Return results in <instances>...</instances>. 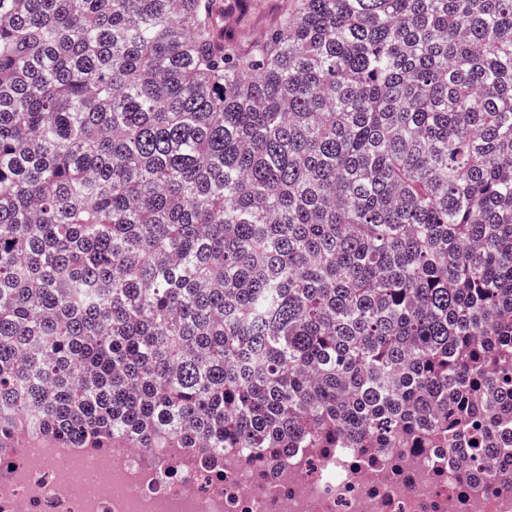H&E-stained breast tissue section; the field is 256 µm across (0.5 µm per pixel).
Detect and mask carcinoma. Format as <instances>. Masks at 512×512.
I'll list each match as a JSON object with an SVG mask.
<instances>
[{
	"label": "carcinoma",
	"mask_w": 512,
	"mask_h": 512,
	"mask_svg": "<svg viewBox=\"0 0 512 512\" xmlns=\"http://www.w3.org/2000/svg\"><path fill=\"white\" fill-rule=\"evenodd\" d=\"M0 0V449L512 450V0ZM232 1V0H227ZM235 12L225 22L224 29L238 39L243 48L262 38L276 27L287 0H240Z\"/></svg>",
	"instance_id": "obj_1"
}]
</instances>
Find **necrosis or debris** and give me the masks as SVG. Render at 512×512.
<instances>
[{
    "label": "necrosis or debris",
    "instance_id": "obj_1",
    "mask_svg": "<svg viewBox=\"0 0 512 512\" xmlns=\"http://www.w3.org/2000/svg\"><path fill=\"white\" fill-rule=\"evenodd\" d=\"M467 449L61 448L25 432L0 454V512H512V485Z\"/></svg>",
    "mask_w": 512,
    "mask_h": 512
}]
</instances>
